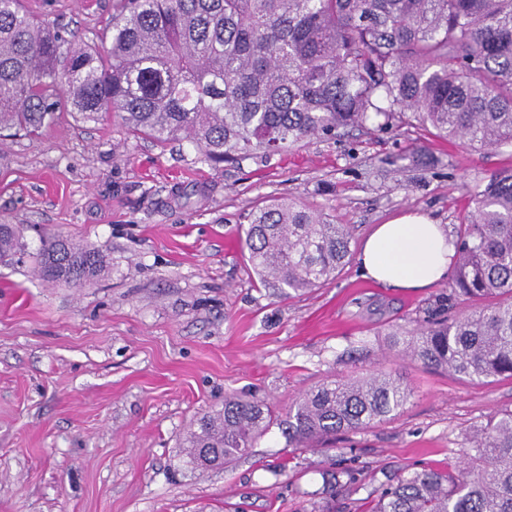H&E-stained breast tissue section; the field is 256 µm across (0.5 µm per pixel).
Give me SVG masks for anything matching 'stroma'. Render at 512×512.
<instances>
[{
  "label": "stroma",
  "instance_id": "35a3bbf8",
  "mask_svg": "<svg viewBox=\"0 0 512 512\" xmlns=\"http://www.w3.org/2000/svg\"><path fill=\"white\" fill-rule=\"evenodd\" d=\"M75 40L100 43L112 0H23ZM188 144L155 145L105 112H63L39 137L0 138V224L25 249L0 265V512H314L332 461L359 481L335 512H367L396 476L457 466L471 435L512 410V379L422 368L387 344L447 287L364 279L357 253L408 211L456 232L462 184L512 167V148L468 151L424 128L368 125L213 168ZM300 198L353 229L336 278L306 293L260 283L243 247L263 201ZM96 247L82 288L35 272L43 238ZM401 373L403 411L335 448L288 443V406L319 382ZM281 422L228 467L192 470L181 439L227 394Z\"/></svg>",
  "mask_w": 512,
  "mask_h": 512
}]
</instances>
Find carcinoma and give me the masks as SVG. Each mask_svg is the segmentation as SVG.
<instances>
[{"label": "carcinoma", "instance_id": "cac0c4a2", "mask_svg": "<svg viewBox=\"0 0 512 512\" xmlns=\"http://www.w3.org/2000/svg\"><path fill=\"white\" fill-rule=\"evenodd\" d=\"M62 112H120L135 135L187 142L217 167L332 138L374 122L431 128L473 151L512 147V0H112L109 41L77 44L21 0H0V133L38 137ZM448 293L388 333L397 355L469 380L512 379V168L461 186ZM353 230L295 200L254 210L244 244L264 282L294 292L331 280ZM24 247L0 224V262ZM100 250L43 239L36 271L80 288ZM410 389L396 373L327 379L288 409V439L309 448L396 415ZM274 424L235 394L185 434L188 464H226ZM358 472L336 461V487ZM370 512H512V411L493 415L454 470L396 477Z\"/></svg>", "mask_w": 512, "mask_h": 512}]
</instances>
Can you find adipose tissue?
Segmentation results:
<instances>
[{"mask_svg": "<svg viewBox=\"0 0 512 512\" xmlns=\"http://www.w3.org/2000/svg\"><path fill=\"white\" fill-rule=\"evenodd\" d=\"M455 255L444 225L408 214L377 225L368 235L359 255L360 271L392 288H426L447 276Z\"/></svg>", "mask_w": 512, "mask_h": 512, "instance_id": "ef3b65f1", "label": "adipose tissue"}]
</instances>
